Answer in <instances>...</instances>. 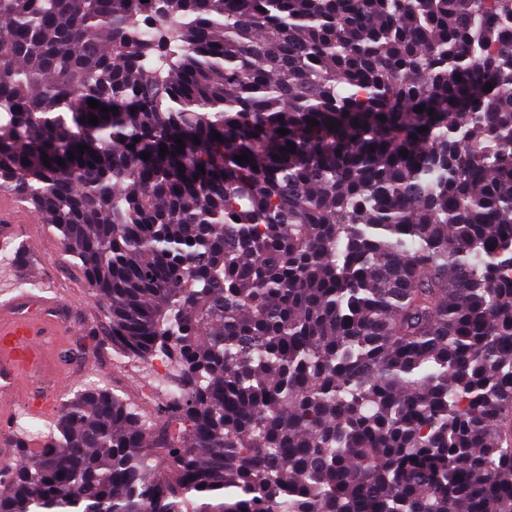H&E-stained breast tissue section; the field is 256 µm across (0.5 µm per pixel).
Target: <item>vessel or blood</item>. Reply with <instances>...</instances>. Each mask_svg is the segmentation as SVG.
Masks as SVG:
<instances>
[{
    "label": "vessel or blood",
    "mask_w": 512,
    "mask_h": 512,
    "mask_svg": "<svg viewBox=\"0 0 512 512\" xmlns=\"http://www.w3.org/2000/svg\"><path fill=\"white\" fill-rule=\"evenodd\" d=\"M53 319L45 314L0 317V380L20 388L39 372L54 334Z\"/></svg>",
    "instance_id": "b4317fda"
}]
</instances>
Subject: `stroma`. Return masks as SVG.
<instances>
[{"label": "stroma", "instance_id": "obj_1", "mask_svg": "<svg viewBox=\"0 0 512 512\" xmlns=\"http://www.w3.org/2000/svg\"><path fill=\"white\" fill-rule=\"evenodd\" d=\"M11 236L26 258L21 264L0 269V306L27 302V295L20 293L15 284L38 280L37 297L57 303L58 341L61 347L73 351L66 359L53 353L48 356L47 376L61 374L66 378L63 386L53 389L56 401L71 397L81 383L89 381L117 389L139 413L158 417L160 403L142 399L144 390L156 379L152 362L112 356L109 320L94 302L87 281L71 257L53 245L50 225L18 224Z\"/></svg>", "mask_w": 512, "mask_h": 512}]
</instances>
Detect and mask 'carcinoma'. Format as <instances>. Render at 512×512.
<instances>
[{"label": "carcinoma", "mask_w": 512, "mask_h": 512, "mask_svg": "<svg viewBox=\"0 0 512 512\" xmlns=\"http://www.w3.org/2000/svg\"><path fill=\"white\" fill-rule=\"evenodd\" d=\"M5 194L174 394L0 512H512V0H0Z\"/></svg>", "instance_id": "carcinoma-1"}]
</instances>
